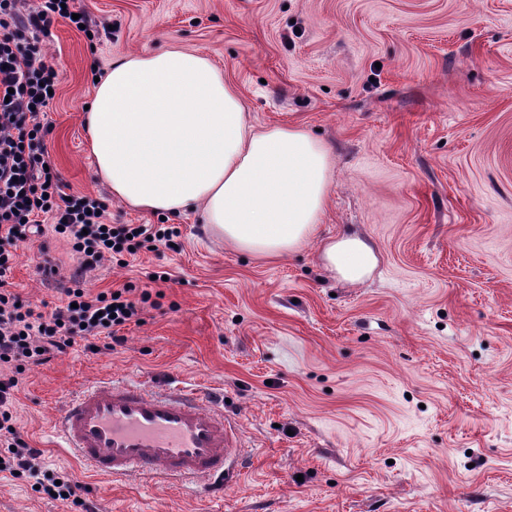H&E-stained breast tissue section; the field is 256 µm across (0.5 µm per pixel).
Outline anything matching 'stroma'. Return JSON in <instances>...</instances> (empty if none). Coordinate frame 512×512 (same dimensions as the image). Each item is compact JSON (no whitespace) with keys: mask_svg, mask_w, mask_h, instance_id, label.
<instances>
[{"mask_svg":"<svg viewBox=\"0 0 512 512\" xmlns=\"http://www.w3.org/2000/svg\"><path fill=\"white\" fill-rule=\"evenodd\" d=\"M96 32L40 36L60 73L42 118L63 189L110 224L166 223L178 249L84 273L97 293H155L123 347L76 344L13 392L44 472L94 512H512V0H80ZM166 49L207 56L260 127L299 123L334 159L318 236L261 261L195 213L113 199L82 124L95 76ZM355 232L378 264L333 277L321 240ZM11 289L61 305L76 260L23 244ZM57 264L59 277L42 272ZM157 272L166 281L154 280ZM100 378L227 398L246 452L224 491L106 480L52 445L66 394ZM0 512H77L0 473Z\"/></svg>","mask_w":512,"mask_h":512,"instance_id":"obj_1","label":"stroma"}]
</instances>
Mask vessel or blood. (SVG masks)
Returning a JSON list of instances; mask_svg holds the SVG:
<instances>
[{"instance_id": "vessel-or-blood-1", "label": "vessel or blood", "mask_w": 512, "mask_h": 512, "mask_svg": "<svg viewBox=\"0 0 512 512\" xmlns=\"http://www.w3.org/2000/svg\"><path fill=\"white\" fill-rule=\"evenodd\" d=\"M53 436L57 447L106 478L137 473L220 488L235 475L238 434L223 405L198 392L96 382L68 396Z\"/></svg>"}]
</instances>
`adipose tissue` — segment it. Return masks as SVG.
<instances>
[{
  "label": "adipose tissue",
  "instance_id": "adipose-tissue-1",
  "mask_svg": "<svg viewBox=\"0 0 512 512\" xmlns=\"http://www.w3.org/2000/svg\"><path fill=\"white\" fill-rule=\"evenodd\" d=\"M84 123L114 198L154 213L199 211L234 250L285 257L315 237L326 213L328 146L300 124L256 127L202 54L169 49L113 61ZM321 257L352 284L377 263L353 233L323 243Z\"/></svg>",
  "mask_w": 512,
  "mask_h": 512
}]
</instances>
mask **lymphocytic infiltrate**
Segmentation results:
<instances>
[{
  "instance_id": "f902f5d3",
  "label": "lymphocytic infiltrate",
  "mask_w": 512,
  "mask_h": 512,
  "mask_svg": "<svg viewBox=\"0 0 512 512\" xmlns=\"http://www.w3.org/2000/svg\"><path fill=\"white\" fill-rule=\"evenodd\" d=\"M20 0H0V473L24 476L52 499L83 501L67 470L41 474L38 449L16 427L11 396L17 376L66 354L76 340L89 350H116L125 343L122 327L136 319L151 294L127 284L90 294L80 286L83 272L103 261L133 256L156 244L171 245L175 232L162 224H109L106 205L89 195L68 196L54 171L45 167L44 127L39 114L50 103L60 74L43 53L38 33L57 19L86 23L76 0H41L21 12ZM53 233L65 241L78 267L64 288L63 305L44 312L6 287L21 243Z\"/></svg>"
}]
</instances>
